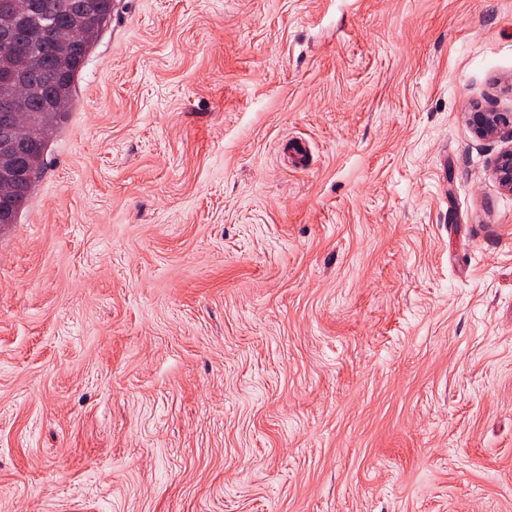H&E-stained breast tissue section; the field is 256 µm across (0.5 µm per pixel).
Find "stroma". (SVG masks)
Listing matches in <instances>:
<instances>
[{"label":"stroma","mask_w":512,"mask_h":512,"mask_svg":"<svg viewBox=\"0 0 512 512\" xmlns=\"http://www.w3.org/2000/svg\"><path fill=\"white\" fill-rule=\"evenodd\" d=\"M0 227V512H512V0H114ZM470 120L478 136H496L507 130L512 141L511 112H471ZM494 174L499 184L512 192V147L503 150L494 163Z\"/></svg>","instance_id":"obj_1"}]
</instances>
